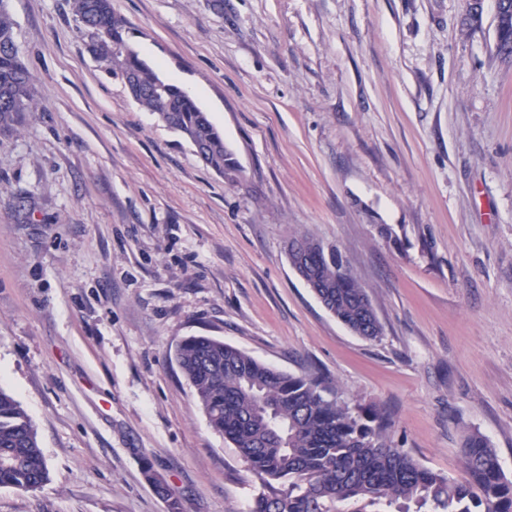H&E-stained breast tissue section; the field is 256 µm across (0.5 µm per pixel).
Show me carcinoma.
Wrapping results in <instances>:
<instances>
[{"mask_svg": "<svg viewBox=\"0 0 512 512\" xmlns=\"http://www.w3.org/2000/svg\"><path fill=\"white\" fill-rule=\"evenodd\" d=\"M88 48L110 71L137 87L136 101L179 132L202 162L234 183L237 167L224 137L179 87L142 62L124 37L111 0H72ZM32 76L15 44L6 0H0V125L34 105ZM299 245L302 267L323 307L353 333L376 339L381 324L363 286L336 247L310 238ZM177 364L195 391L209 426L237 448L260 492L250 512H512V480L496 450L478 432L461 448L465 477L424 466L394 444L393 422L380 406L344 395L319 372L292 374L260 363L210 336L177 346ZM49 477L37 431L21 404L0 389V487L32 492Z\"/></svg>", "mask_w": 512, "mask_h": 512, "instance_id": "obj_1", "label": "carcinoma"}]
</instances>
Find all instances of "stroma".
I'll list each match as a JSON object with an SVG mask.
<instances>
[{"mask_svg":"<svg viewBox=\"0 0 512 512\" xmlns=\"http://www.w3.org/2000/svg\"><path fill=\"white\" fill-rule=\"evenodd\" d=\"M112 0L224 135L236 182L87 51L69 0H8L37 111L0 128V387L38 490L0 512H249L259 484L176 360L214 336L320 370L460 474L477 431L512 479V61L493 0ZM393 228L388 239L380 225ZM338 246L383 327L330 315L288 242Z\"/></svg>","mask_w":512,"mask_h":512,"instance_id":"1","label":"stroma"}]
</instances>
